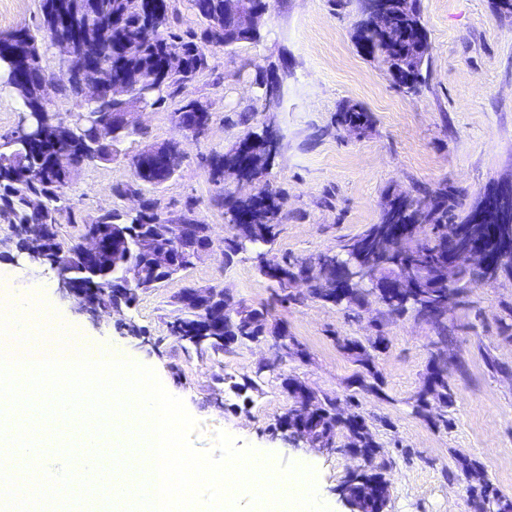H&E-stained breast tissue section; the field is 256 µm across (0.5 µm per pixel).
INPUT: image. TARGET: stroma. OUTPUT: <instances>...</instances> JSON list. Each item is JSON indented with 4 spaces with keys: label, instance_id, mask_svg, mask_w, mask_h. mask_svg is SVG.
I'll list each match as a JSON object with an SVG mask.
<instances>
[{
    "label": "stroma",
    "instance_id": "1",
    "mask_svg": "<svg viewBox=\"0 0 512 512\" xmlns=\"http://www.w3.org/2000/svg\"><path fill=\"white\" fill-rule=\"evenodd\" d=\"M492 3L421 0L431 55L423 92L410 96L358 49L359 0H271L261 41L218 52L214 71L200 74L181 93L180 100L208 103L207 134L195 139L178 128L179 100L139 114V132L118 145L112 161L79 169L71 200L76 221L59 227L68 239L76 235L79 220L128 210L129 201L112 191L130 176L128 156L148 144L177 140L183 163L153 195L172 215L193 204L199 220L212 229V252L161 287L139 292L123 313L94 319L62 298L50 265L17 252L12 225L0 221V273L6 277L0 291L20 290L89 339L121 345L152 367L200 423L193 439L197 449H211L215 434L224 431L238 445L272 453L277 463L313 468L318 496L330 512H347L336 489L350 474L380 470L390 482L384 512H471L468 486L459 478L467 459L512 499V340L503 337L497 322L512 309V281L476 286L473 308L451 312L450 349L463 363L462 372L452 376L456 401L445 408V422L416 416L409 400L427 372L429 326L410 315L386 323L379 332L389 344L375 357L385 396L356 390L358 365L336 339L364 341L379 333L372 326L379 316L376 306L362 309L356 319L316 300L283 307L273 302L276 284L259 274L248 255L225 264L224 211L211 202L215 187L205 164L245 135L240 113H253L255 123L277 130L280 146L268 179L283 197L284 219L270 251L278 260L336 250L378 223L392 194L445 182L456 190L459 210H467L483 192L512 177V17H499ZM271 75L281 81L280 104L273 109L266 108L257 87ZM348 101L374 117L364 135L336 126V113ZM210 286L228 291L242 306L266 310L269 327L285 328L302 355L280 357L270 336L220 355L178 341L171 334L176 296ZM132 326L139 336L129 334ZM488 354L503 372L489 371ZM267 360L276 361V368L256 376ZM287 376L316 393L353 399L379 449L371 462L347 450L343 429L332 449L294 446L276 432L277 420L293 404L283 387Z\"/></svg>",
    "mask_w": 512,
    "mask_h": 512
}]
</instances>
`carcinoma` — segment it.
Listing matches in <instances>:
<instances>
[{"instance_id":"obj_1","label":"carcinoma","mask_w":512,"mask_h":512,"mask_svg":"<svg viewBox=\"0 0 512 512\" xmlns=\"http://www.w3.org/2000/svg\"><path fill=\"white\" fill-rule=\"evenodd\" d=\"M373 0H359L361 19L356 28V42L365 56L386 67L394 84L404 86V92L417 95L424 84L423 68L430 57V42L422 21L420 0H387L392 15L391 26L381 30L372 22ZM197 15L205 22L198 33L180 35L173 31L178 23L170 0H40L42 22L34 29L18 27L0 32V83L23 99L25 111L44 113V121L58 126L67 124L52 109L55 96L76 99V111L93 114L105 112L109 121L104 128L91 123L68 127V135L57 140L48 138L32 142L13 130L0 135V158L9 164L0 166V216L16 227V249L24 254L31 251L30 238L24 233V224H43L50 234L58 235L63 214L72 217L69 179L70 163L91 164L110 161L118 142L131 135L115 123L116 113L123 104L112 100L88 98V86L99 74L108 71L121 79L127 89V102L142 101L154 107L175 97L183 84L198 75L213 70L212 58L240 42L257 41L260 33H241L234 20L224 13V0H193ZM55 41L72 45L77 53L89 61L81 81L59 83L50 78L43 64L44 49ZM373 122L372 114L361 104L346 102L336 112V125L351 133L367 131ZM266 140L265 127H256L223 154L206 159L211 181L217 186L213 202L224 208V224L229 234L224 238V264L232 263L240 254L237 247L239 228L244 226L257 242L252 252L257 270L265 278L276 282L283 292L278 302H302L301 295L288 291L297 277L320 281V269L304 260L283 259L276 265L269 263L268 246L279 233V191L270 187L267 176L274 155L262 150ZM183 154L173 150L165 155L162 172L155 181L146 183L137 177L138 155L129 159L130 179L116 185L113 191L122 196L138 190L145 196L138 212L108 210L83 224H118L127 231L126 247L119 254L105 249L106 264L95 274L85 272L80 249L81 237L56 241L59 249L70 255L66 266L67 277L81 287L94 292L98 301L107 302L99 291L106 280L122 275V254L144 260L134 252L139 237L155 231L154 243L173 252L178 268L193 265L179 252L178 246L158 233L167 224L186 223L195 216L189 204L178 215L165 213L150 189L169 179L181 166ZM236 172L238 180L261 182L255 194L239 197L224 183V170ZM430 198L426 210L418 207L422 198ZM394 197L386 199L380 220L361 234L349 239L333 256L352 265L366 264L376 271L377 284L372 288L344 286L343 292L332 290L322 296L323 302L359 314L370 300L383 301V315L378 327L393 317L412 315L428 320L436 338L446 344L451 341L448 318L432 319L429 304L448 301V286L432 280L436 265L448 259V252L466 242L479 243L493 252L497 248L495 236L506 232L502 224H471L470 215L461 218L460 238L449 237L454 228L456 197L448 184L434 189H420L418 195L403 197L404 208L394 209ZM404 265L419 273L427 287L418 292L385 303L386 289L382 285L394 278L398 267ZM178 336H206L203 347L215 353H224L235 344L253 341L267 334L266 312L242 309L224 314V327H216L203 313L185 312L172 324ZM343 350L361 367L354 377L355 387L366 393H383V381L375 366V353L388 347V339L379 333L368 343L352 337L337 339ZM456 397L448 368L429 365L422 388L411 402L412 412L419 417L431 416L433 406L450 407ZM338 398L324 394L320 397L319 413L306 427L308 434L323 442V447L335 445V437L342 422L337 410ZM349 429L350 445L366 451L375 447L373 434L364 416L355 412ZM366 486L388 491L389 480L381 473H361L350 478L344 487ZM479 501L481 512H512V500L499 494L490 480L482 475L478 486L471 489Z\"/></svg>"}]
</instances>
